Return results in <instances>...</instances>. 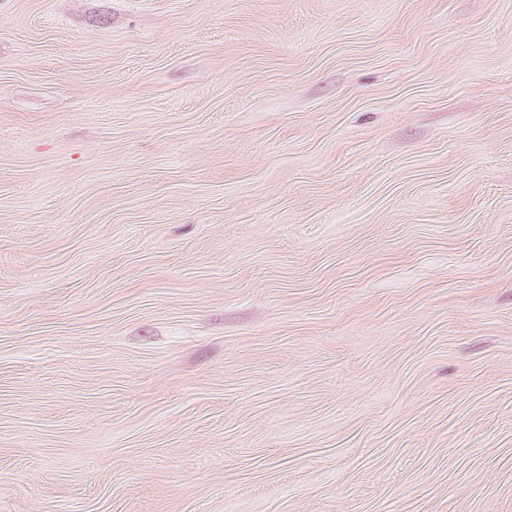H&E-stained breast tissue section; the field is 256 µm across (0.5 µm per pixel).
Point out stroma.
<instances>
[{
	"label": "stroma",
	"instance_id": "obj_1",
	"mask_svg": "<svg viewBox=\"0 0 512 512\" xmlns=\"http://www.w3.org/2000/svg\"><path fill=\"white\" fill-rule=\"evenodd\" d=\"M0 512H512V0H0Z\"/></svg>",
	"mask_w": 512,
	"mask_h": 512
}]
</instances>
